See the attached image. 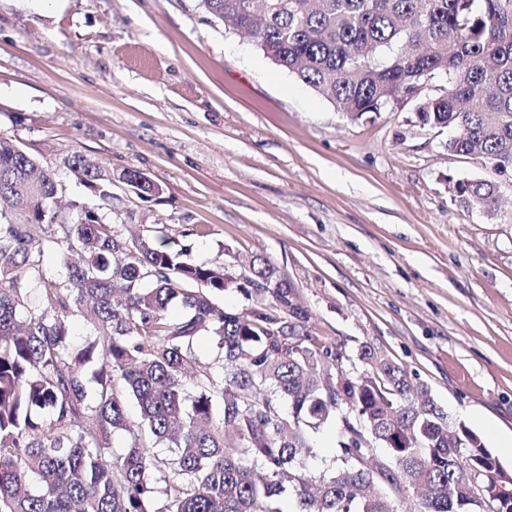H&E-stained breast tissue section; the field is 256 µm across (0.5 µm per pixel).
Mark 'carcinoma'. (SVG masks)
Masks as SVG:
<instances>
[{"instance_id": "cac0c4a2", "label": "carcinoma", "mask_w": 512, "mask_h": 512, "mask_svg": "<svg viewBox=\"0 0 512 512\" xmlns=\"http://www.w3.org/2000/svg\"><path fill=\"white\" fill-rule=\"evenodd\" d=\"M198 5L226 28L253 26L266 57L353 121L445 76L448 93L414 100L418 121L453 129L450 153L512 167V0ZM61 170L85 193L68 211ZM122 174L151 198L143 172ZM460 185L461 201L496 211V185ZM111 206L112 170L78 152L48 162L0 135V512H283L288 487L297 512H399L414 490V512H512V470L375 343L353 354L314 335L277 267L252 256L238 273L165 236L129 242L101 214ZM227 291L244 307L220 306ZM88 304L77 344L70 322ZM200 337L217 349L208 364L192 357ZM330 422L335 466L315 473L312 434ZM117 432L131 441L110 458ZM146 437L174 457L149 453Z\"/></svg>"}]
</instances>
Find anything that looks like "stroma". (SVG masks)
Here are the masks:
<instances>
[{
	"instance_id": "35a3bbf8",
	"label": "stroma",
	"mask_w": 512,
	"mask_h": 512,
	"mask_svg": "<svg viewBox=\"0 0 512 512\" xmlns=\"http://www.w3.org/2000/svg\"><path fill=\"white\" fill-rule=\"evenodd\" d=\"M0 133L143 170L158 197L112 187L123 236L266 258L316 335L383 347L512 470V169L410 103L347 119L198 0H0ZM461 193L457 197L464 203L478 205L486 213L493 214L499 201L498 188L483 180H459Z\"/></svg>"
}]
</instances>
